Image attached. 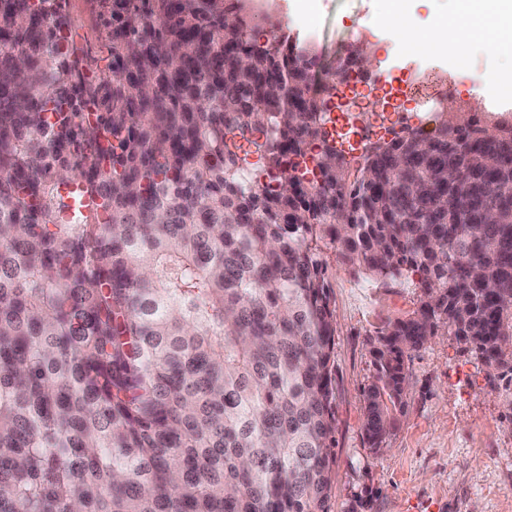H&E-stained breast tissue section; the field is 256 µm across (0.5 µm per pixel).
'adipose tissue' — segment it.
Segmentation results:
<instances>
[{"mask_svg": "<svg viewBox=\"0 0 512 512\" xmlns=\"http://www.w3.org/2000/svg\"><path fill=\"white\" fill-rule=\"evenodd\" d=\"M402 4L393 0L391 6L378 16L384 30H399L409 41L426 40L434 48H456L475 39L478 31H499L500 39L483 43L484 51L491 56L505 54L512 49V0H460L458 8L448 18L434 20L424 25H402Z\"/></svg>", "mask_w": 512, "mask_h": 512, "instance_id": "obj_1", "label": "adipose tissue"}]
</instances>
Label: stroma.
I'll return each mask as SVG.
<instances>
[{
	"label": "stroma",
	"mask_w": 512,
	"mask_h": 512,
	"mask_svg": "<svg viewBox=\"0 0 512 512\" xmlns=\"http://www.w3.org/2000/svg\"><path fill=\"white\" fill-rule=\"evenodd\" d=\"M298 0H278L268 9L252 0L261 38L273 27L306 39L320 64L358 42L375 44L373 78L357 91L339 89L333 114L354 147H362L369 120L361 95L386 111L387 128L407 124L431 132L432 113L405 102L398 82L424 70L462 79V98L472 102V77L488 69L512 68V58L485 54L481 41L443 53L424 54L419 44L388 34L376 22L391 0H313L310 10ZM77 43L98 68L103 55L87 0H70ZM329 265L335 310L337 396L336 478L330 512H348L354 497L363 512H512V378L488 386L480 359L462 351L450 335L436 337L406 361L408 408L384 448L371 452L362 435L363 389L374 373L370 340L386 321L402 316L416 300L413 288L370 281L343 261L331 232L321 240Z\"/></svg>",
	"instance_id": "1"
}]
</instances>
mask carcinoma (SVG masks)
Masks as SVG:
<instances>
[{
  "instance_id": "1",
  "label": "carcinoma",
  "mask_w": 512,
  "mask_h": 512,
  "mask_svg": "<svg viewBox=\"0 0 512 512\" xmlns=\"http://www.w3.org/2000/svg\"><path fill=\"white\" fill-rule=\"evenodd\" d=\"M0 0V512H328L337 331L321 231L418 288L376 331L364 438L451 332L512 373V125L435 114L356 165L308 55L244 0ZM70 11L73 22V37L78 36V46H82L87 53L90 64L89 74L98 72V66L106 62L100 61L105 56L102 52L101 42L95 25V18L89 12V4L86 0H70Z\"/></svg>"
}]
</instances>
